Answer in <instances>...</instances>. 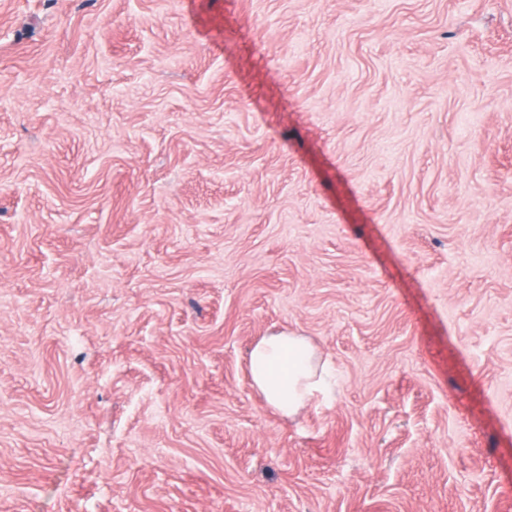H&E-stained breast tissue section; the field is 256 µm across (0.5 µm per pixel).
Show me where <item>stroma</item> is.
<instances>
[{
  "label": "stroma",
  "instance_id": "stroma-1",
  "mask_svg": "<svg viewBox=\"0 0 512 512\" xmlns=\"http://www.w3.org/2000/svg\"><path fill=\"white\" fill-rule=\"evenodd\" d=\"M0 512H512V0H0ZM248 367L253 386L283 416L294 415L329 393L325 366L306 336H262L249 351Z\"/></svg>",
  "mask_w": 512,
  "mask_h": 512
}]
</instances>
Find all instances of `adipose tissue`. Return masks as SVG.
<instances>
[{
    "mask_svg": "<svg viewBox=\"0 0 512 512\" xmlns=\"http://www.w3.org/2000/svg\"><path fill=\"white\" fill-rule=\"evenodd\" d=\"M248 367L253 386L270 407L285 416L329 393L325 366L305 336L278 333L261 337L249 351Z\"/></svg>",
    "mask_w": 512,
    "mask_h": 512,
    "instance_id": "1",
    "label": "adipose tissue"
}]
</instances>
